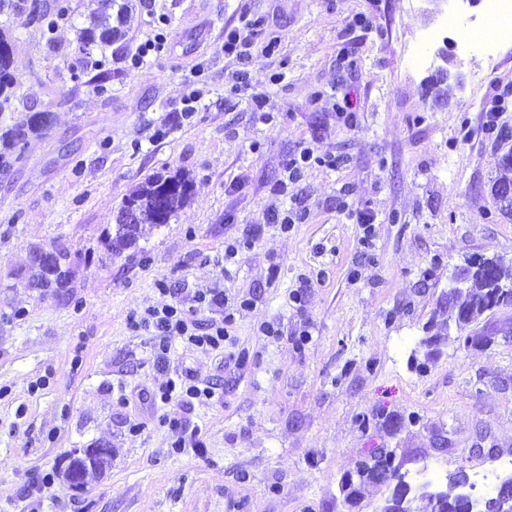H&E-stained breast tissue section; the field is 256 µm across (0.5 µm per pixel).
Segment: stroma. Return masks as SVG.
Segmentation results:
<instances>
[{"label":"stroma","instance_id":"35a3bbf8","mask_svg":"<svg viewBox=\"0 0 512 512\" xmlns=\"http://www.w3.org/2000/svg\"><path fill=\"white\" fill-rule=\"evenodd\" d=\"M134 2L123 39L87 56L69 51V25L55 33L62 56L25 15L9 19L13 103L52 107L54 122L0 170V512H379L386 487L341 488L375 448L395 450L410 474L436 468L443 491L459 470L501 476L512 343L464 347L438 333L454 265L512 260V218L490 195L504 147L484 125L497 107L512 130V39L489 54L453 32L426 41L451 0ZM246 10L279 42L246 67L265 117L240 100L224 56V22ZM361 14L370 25L352 26ZM163 19L166 51L131 67ZM444 51L461 76L448 99L427 85ZM101 59L114 72L106 90L77 86L74 68ZM343 99L354 126L336 116ZM306 147L344 162L311 165L280 196L286 161ZM179 170L193 180L189 202L108 255L126 195ZM286 198L308 218L284 232L269 212ZM359 210L376 217L367 247ZM249 235L226 270L214 266ZM37 246L70 253L64 297L28 287ZM161 280L186 299L220 285L252 300L223 353L177 343L157 363L128 317L162 303ZM302 282L298 310L288 296ZM267 323L279 335H263ZM185 371L220 399L154 408L148 391ZM163 413L198 428L202 452L172 453ZM102 440L110 466L71 490L63 456Z\"/></svg>","mask_w":512,"mask_h":512}]
</instances>
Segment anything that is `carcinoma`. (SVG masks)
<instances>
[{
    "label": "carcinoma",
    "instance_id": "cac0c4a2",
    "mask_svg": "<svg viewBox=\"0 0 512 512\" xmlns=\"http://www.w3.org/2000/svg\"><path fill=\"white\" fill-rule=\"evenodd\" d=\"M130 0H97V7L90 12L86 23L75 27L76 47L78 51L88 53L94 47H106L124 37L121 28L125 13L130 8ZM17 10L27 11L28 20L38 24L48 34L58 26L59 21L68 18L70 7H57L50 14L44 8L42 0H0V16H10ZM13 42L6 33V24H0V112L11 107L14 88L20 85V76L13 67ZM87 80L84 85L97 90L105 88L112 81V70L103 68L99 61L84 71ZM53 112L49 109L27 111L22 119L0 130V166H8L22 160L24 149L29 140L41 136L51 125ZM193 182L186 173L177 171L148 177L126 196L116 216L113 232L105 234L103 244L113 255H120L136 245L142 229L150 224H167L176 212L189 200ZM136 209L138 216L134 223L124 219L128 208ZM477 265L468 279V286L462 289H448V328L455 329V340L462 345L472 343L487 346L489 341L485 331L472 330L475 323L496 301L497 289L492 287L494 275L512 279V264H505L499 257L476 258ZM28 282L46 294L62 297L71 281L73 270L71 257L67 251L56 249L44 261L27 267ZM91 462L82 457L66 456L67 464L61 469L65 481L77 484L80 490H86L87 476L93 472H103L111 463L112 446L107 443L93 444L87 448ZM372 463L364 464L358 471L366 474L365 484L386 486L390 495L385 499L380 512H418L414 502L420 497L411 495L409 483H396L387 479L392 462L402 467L404 459L397 458L396 451L378 452L371 456ZM468 479L465 471L459 470L448 477V482L457 493L449 495L443 506H432V512H512V495L501 496L496 489L493 496L485 498L488 509L482 511L473 508L460 482Z\"/></svg>",
    "mask_w": 512,
    "mask_h": 512
}]
</instances>
